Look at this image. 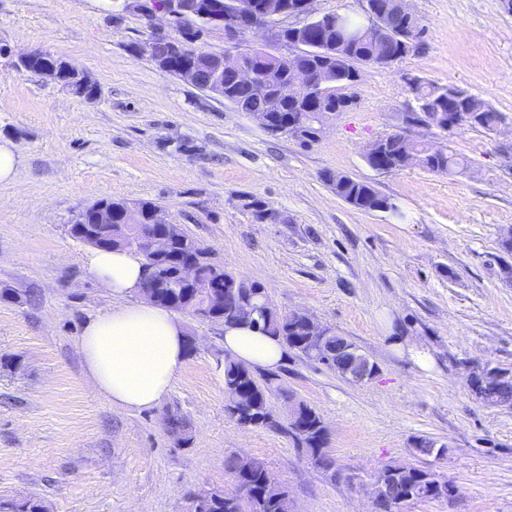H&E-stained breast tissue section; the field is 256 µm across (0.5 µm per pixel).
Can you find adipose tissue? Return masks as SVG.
Here are the masks:
<instances>
[{"label":"adipose tissue","instance_id":"ef3b65f1","mask_svg":"<svg viewBox=\"0 0 512 512\" xmlns=\"http://www.w3.org/2000/svg\"><path fill=\"white\" fill-rule=\"evenodd\" d=\"M87 265L97 279L119 297V305L91 319L78 342L95 392L124 410L155 407L170 391L185 355V333L169 310L128 296L140 293L143 261L126 251L94 249ZM224 349L250 367L272 368L284 358L275 339L246 325L224 330Z\"/></svg>","mask_w":512,"mask_h":512}]
</instances>
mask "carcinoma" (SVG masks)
Here are the masks:
<instances>
[{"label": "carcinoma", "instance_id": "cac0c4a2", "mask_svg": "<svg viewBox=\"0 0 512 512\" xmlns=\"http://www.w3.org/2000/svg\"><path fill=\"white\" fill-rule=\"evenodd\" d=\"M377 8L385 12L388 26L393 30H401L407 24L404 17L393 13L390 8L391 0H374ZM312 50L299 59L303 66L315 71L319 68L321 59L336 55V26L332 23H322L311 31ZM422 49L420 45H410L400 48L397 41L385 40L377 44L364 41L352 42L341 50L343 61L340 63L341 72L338 75L337 87H344L357 65L371 62L379 58L397 56L404 58L410 52ZM242 60L252 66L254 79L248 84H235L229 70L222 72L224 77V97L240 105L258 111L265 99L276 91L277 87L286 85L293 80V73L288 67V61L273 63L267 60L260 48H249L240 52ZM65 61L52 55H45L30 65L28 71L40 74L45 67H55L59 73L60 83L69 84V74L64 69ZM442 85L438 83L419 82L409 87L411 94L418 100L430 101L440 96ZM462 111L479 113L480 121L475 128L491 132L497 128L503 114L489 107L480 99L469 96L457 103ZM328 107L317 102L315 93L307 89L297 96L284 102L279 120L283 121L290 116L300 113L314 117L316 112H325ZM387 150L384 162L393 166L401 156L411 155L417 159V164L425 169L440 174H460L468 168V162L458 154L446 151L435 161L429 163L428 147L407 136L385 135ZM336 196L348 205L362 211H375L388 201L369 184L345 176L332 181ZM107 206L112 208L114 214L112 224V248L121 249V239L126 235L128 226L123 221L124 212L128 202L125 199L107 198ZM202 254L200 243L189 236L184 230H179V238L172 244L170 258L162 262L164 273L172 275L178 267L187 262L197 265L198 277L209 283L206 292L201 293L190 288H165L154 285L150 279H145L144 287H152L155 294L153 302L159 306L174 311L186 310L190 313L205 307L206 319L211 322L229 325L246 322L256 327L261 333L274 336L284 346L295 351L309 360L324 366L332 371L336 364H327L323 358L310 353L306 336L305 325L296 319L295 314L287 311L274 312L266 308L264 288L261 284L235 275L220 265L209 263V260L200 258ZM224 381V390L236 392L240 395L243 410L236 418L242 425L279 429L282 424L275 418L270 393L275 378L269 376L260 381L253 371L232 361L220 363ZM290 414L295 423L301 427L303 436L297 439V446L303 448L311 463L325 475L334 479L339 475L336 467V458L326 448L327 436L320 414L307 402L299 401L291 406ZM166 428L181 444L189 443L192 437L185 417L181 412L167 414ZM225 469L234 476L235 480L250 485V495L239 498L235 495H218L210 502L200 504L191 501V512H291L292 501L288 492L277 484L258 459L247 462L248 475L241 477V460L236 456H229L224 463ZM427 472L410 466L405 474V480L394 486L392 491L384 493L382 499L375 504V512H398L400 505L396 498L408 495L415 490L421 491L426 499L444 498L448 496L447 484L442 483L431 487L426 480ZM0 512H47L44 501L40 498L29 497L0 502Z\"/></svg>", "mask_w": 512, "mask_h": 512}]
</instances>
